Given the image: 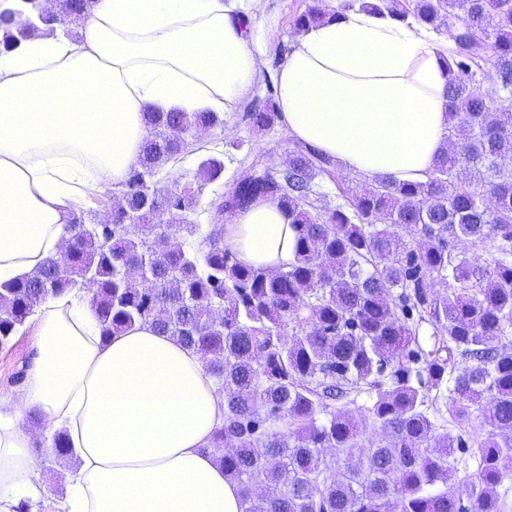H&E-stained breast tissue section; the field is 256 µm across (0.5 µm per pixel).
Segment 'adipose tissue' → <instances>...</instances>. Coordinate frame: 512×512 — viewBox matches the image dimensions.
Wrapping results in <instances>:
<instances>
[{
	"label": "adipose tissue",
	"mask_w": 512,
	"mask_h": 512,
	"mask_svg": "<svg viewBox=\"0 0 512 512\" xmlns=\"http://www.w3.org/2000/svg\"><path fill=\"white\" fill-rule=\"evenodd\" d=\"M262 0H98L80 43L34 36L0 52V283L64 251L74 201L126 181L145 107L235 111L261 74L250 26ZM447 52L391 17L337 5L298 32L276 73L289 132L363 176L425 181L445 147ZM224 243L248 265L294 259L295 232L266 198L232 214ZM89 290L34 310L21 394L0 397V512L53 497L37 432L66 431L77 464L62 512H241L210 443L224 395L200 356L148 323L103 338ZM33 426L22 427L24 416Z\"/></svg>",
	"instance_id": "1"
}]
</instances>
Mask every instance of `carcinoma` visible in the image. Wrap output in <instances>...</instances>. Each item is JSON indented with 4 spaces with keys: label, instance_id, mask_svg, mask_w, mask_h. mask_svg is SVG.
I'll return each mask as SVG.
<instances>
[{
    "label": "carcinoma",
    "instance_id": "carcinoma-1",
    "mask_svg": "<svg viewBox=\"0 0 512 512\" xmlns=\"http://www.w3.org/2000/svg\"><path fill=\"white\" fill-rule=\"evenodd\" d=\"M96 0H58L9 50L42 30L71 36ZM402 21L448 28L447 149L424 183L378 178L318 207L315 179L334 163L298 145L288 168L254 165L210 202L216 217L269 198L296 231L286 269L256 268L224 246V225L184 223L195 191L162 194L154 178L224 124L217 112H144L150 130L110 224L72 213L59 257L0 285V346L48 295L92 292L103 335L138 322L195 350L224 393L212 448L240 489L242 512H503L512 480V0H365ZM327 17L320 6L294 26ZM495 72L494 88L481 75ZM279 119L273 89L246 113ZM224 163L199 165L205 185ZM181 223L170 240L163 214ZM419 237L405 242L398 230ZM470 249L458 251L454 240ZM364 396L362 404L357 398ZM445 401L451 426L441 425ZM355 408L345 409L343 405ZM488 430L467 440L474 413ZM370 427L389 440L367 444ZM476 461L458 467L457 451Z\"/></svg>",
    "mask_w": 512,
    "mask_h": 512
}]
</instances>
